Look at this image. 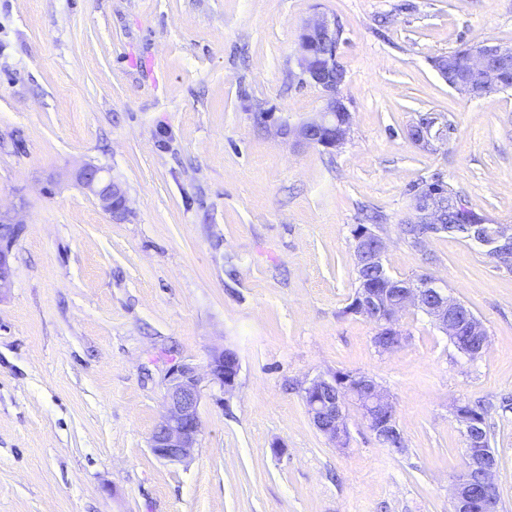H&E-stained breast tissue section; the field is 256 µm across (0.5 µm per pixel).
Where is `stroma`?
Listing matches in <instances>:
<instances>
[{
    "label": "stroma",
    "mask_w": 512,
    "mask_h": 512,
    "mask_svg": "<svg viewBox=\"0 0 512 512\" xmlns=\"http://www.w3.org/2000/svg\"><path fill=\"white\" fill-rule=\"evenodd\" d=\"M319 16L352 116L333 150L256 120L320 110L297 65ZM482 42L512 44V0H0V208L24 221L0 299V512H450L467 399L492 404L512 512V268L403 233L435 175L512 232V88L471 99L432 66ZM425 114L454 125L447 145L408 139ZM87 163L125 186L124 221L75 182ZM368 213L389 275H432L481 320L476 360L417 309L385 354L348 313ZM222 347L235 392L204 384L198 447L157 459L168 370ZM336 371L387 389L403 451L354 406L348 448L316 430L302 388Z\"/></svg>",
    "instance_id": "1"
}]
</instances>
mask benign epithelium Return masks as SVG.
I'll return each mask as SVG.
<instances>
[{
    "label": "benign epithelium",
    "mask_w": 512,
    "mask_h": 512,
    "mask_svg": "<svg viewBox=\"0 0 512 512\" xmlns=\"http://www.w3.org/2000/svg\"><path fill=\"white\" fill-rule=\"evenodd\" d=\"M339 39L336 23L322 16L307 22L299 36L298 65L306 81L317 87L323 105L317 115L297 125L277 124L276 133L291 139L297 146H322L334 149L344 143L351 126V113L342 95L346 80L345 69L337 60ZM469 66L481 74L485 83L497 81L502 71L512 68V45L482 43L469 49ZM411 141L422 148H433L448 142V125L436 126L435 119L424 125L412 124L407 130ZM78 185L94 196L100 206L115 220H123L129 213L128 197L121 182L114 179L102 166L86 164L75 175ZM445 197L426 180L413 195L414 232L407 235L415 247H422L432 237L448 233L445 224ZM22 221L15 208L0 209V299L11 288L13 241L1 235L3 228L20 232ZM455 233L487 248L491 256L512 257V233L495 224H458ZM355 263H369L383 269L386 242L372 229H361L355 235ZM411 306L422 311L447 335L459 352L470 360L476 359L482 349L460 341L463 331L478 332L480 320L462 304L448 297L447 291L426 275L402 288L396 299L375 295L366 290L358 293L352 313L373 320L378 327L374 344L381 352H392L402 346L406 337L398 324L399 313ZM240 361L230 348L212 351L206 374L191 363H179L170 368L165 377L166 411L154 428L149 447L153 455L170 464H180L191 454L199 441L201 421L199 405L201 382L208 378L222 392L231 394L238 385ZM354 398L363 420L383 444L394 439L403 444L396 408L390 396L367 373L334 372L313 379L304 388L307 412L318 431L335 446L348 444L345 403ZM464 437L463 468L454 477L451 490L452 512H473L477 507L491 508L498 490L494 473L498 461L493 451L484 446L477 436L474 422L455 413Z\"/></svg>",
    "instance_id": "obj_1"
}]
</instances>
